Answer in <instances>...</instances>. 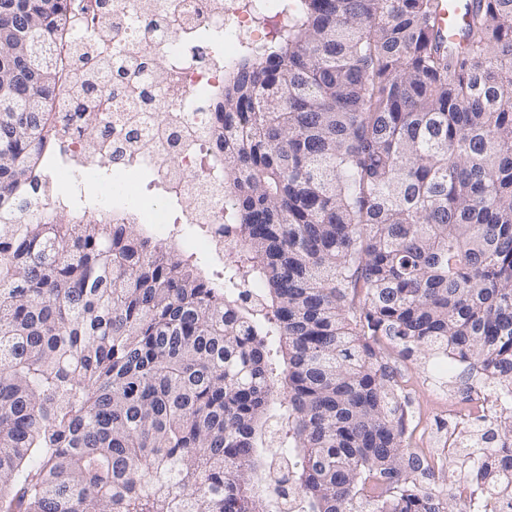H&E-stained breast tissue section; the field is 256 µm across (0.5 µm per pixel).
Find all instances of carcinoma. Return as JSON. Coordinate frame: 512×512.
Masks as SVG:
<instances>
[{
	"label": "carcinoma",
	"mask_w": 512,
	"mask_h": 512,
	"mask_svg": "<svg viewBox=\"0 0 512 512\" xmlns=\"http://www.w3.org/2000/svg\"><path fill=\"white\" fill-rule=\"evenodd\" d=\"M441 2L288 0L203 130L238 236L206 273L127 218L17 210L71 15L0 0V512H447L384 338L494 401L448 455L464 512H512V0H471L460 50Z\"/></svg>",
	"instance_id": "cac0c4a2"
}]
</instances>
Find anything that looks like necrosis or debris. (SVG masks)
I'll list each match as a JSON object with an SVG mask.
<instances>
[{"instance_id": "necrosis-or-debris-1", "label": "necrosis or debris", "mask_w": 512, "mask_h": 512, "mask_svg": "<svg viewBox=\"0 0 512 512\" xmlns=\"http://www.w3.org/2000/svg\"><path fill=\"white\" fill-rule=\"evenodd\" d=\"M276 0H72L73 28L79 41L54 36L64 84L82 79L81 54L112 51V69L102 79L100 111L112 118V144L126 149L113 164L112 180L125 183L133 170L156 175L163 197L136 191L128 204L141 223L156 231L169 224L205 225L193 235V256L222 255L235 234L225 233L227 211L220 196L201 198L192 183L224 181V162L209 141L197 136L209 125L213 100L224 85L227 68L266 35L261 21L274 14ZM53 110L66 125L57 149L65 168L92 181L107 158L87 149L83 122L75 120L69 97L59 94ZM139 132L137 145L126 146L129 128Z\"/></svg>"}]
</instances>
